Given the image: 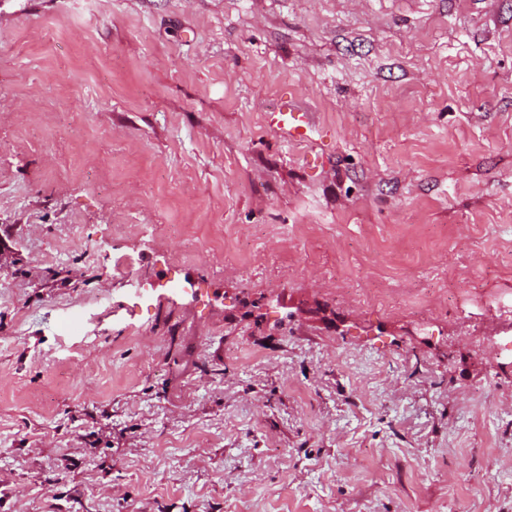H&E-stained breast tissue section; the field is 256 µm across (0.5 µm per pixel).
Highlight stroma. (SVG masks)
<instances>
[{
    "instance_id": "35a3bbf8",
    "label": "stroma",
    "mask_w": 512,
    "mask_h": 512,
    "mask_svg": "<svg viewBox=\"0 0 512 512\" xmlns=\"http://www.w3.org/2000/svg\"><path fill=\"white\" fill-rule=\"evenodd\" d=\"M499 306L512 0H0V512H512ZM276 125L284 130L290 139L301 141L307 138L311 127L309 113L299 105L288 108L286 112L272 114Z\"/></svg>"
}]
</instances>
